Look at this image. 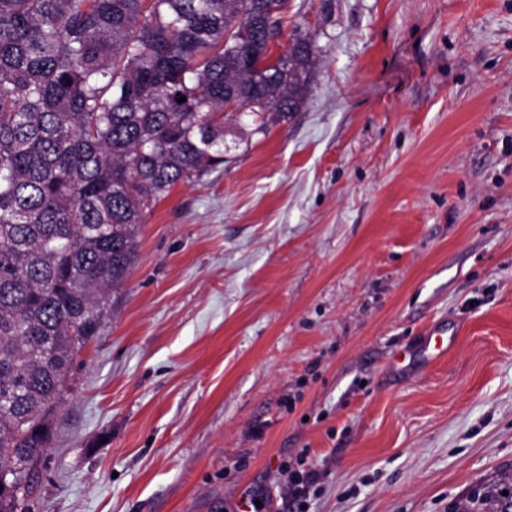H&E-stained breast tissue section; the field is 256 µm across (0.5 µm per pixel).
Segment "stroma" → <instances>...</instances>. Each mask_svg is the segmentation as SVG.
Masks as SVG:
<instances>
[{
    "mask_svg": "<svg viewBox=\"0 0 512 512\" xmlns=\"http://www.w3.org/2000/svg\"><path fill=\"white\" fill-rule=\"evenodd\" d=\"M299 112L224 123L73 365L23 512H453L512 472V0H288ZM447 326L442 358L422 343ZM304 451L296 458L297 466H280L282 476L288 484V501L297 512H305L311 489L319 482L321 474L304 460ZM300 510V511H299Z\"/></svg>",
    "mask_w": 512,
    "mask_h": 512,
    "instance_id": "1",
    "label": "stroma"
}]
</instances>
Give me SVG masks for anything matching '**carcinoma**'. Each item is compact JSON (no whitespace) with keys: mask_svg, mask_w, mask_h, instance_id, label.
Masks as SVG:
<instances>
[{"mask_svg":"<svg viewBox=\"0 0 512 512\" xmlns=\"http://www.w3.org/2000/svg\"><path fill=\"white\" fill-rule=\"evenodd\" d=\"M285 3L0 0V512L33 489L146 216L224 166V107L266 132L305 104L319 59L308 35L252 70ZM455 512H512V473Z\"/></svg>","mask_w":512,"mask_h":512,"instance_id":"obj_1","label":"carcinoma"}]
</instances>
